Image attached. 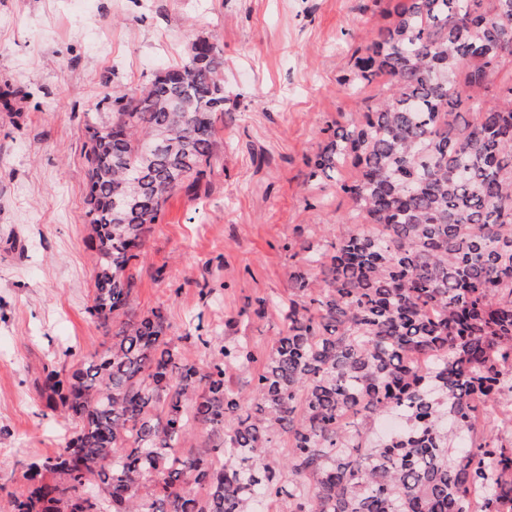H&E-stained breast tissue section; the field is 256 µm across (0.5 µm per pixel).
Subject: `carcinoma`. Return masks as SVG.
<instances>
[{
	"label": "carcinoma",
	"mask_w": 512,
	"mask_h": 512,
	"mask_svg": "<svg viewBox=\"0 0 512 512\" xmlns=\"http://www.w3.org/2000/svg\"><path fill=\"white\" fill-rule=\"evenodd\" d=\"M366 111L324 138L309 182L334 181L351 225L297 258L283 329L245 342L167 337L132 311L135 249L167 199L197 193L224 122V58L192 44L138 89L85 113V218L99 264L91 318L111 345L63 377L46 407L75 422L25 464L0 512H501L512 446L491 406L512 369V0H397L357 50ZM499 82H492L495 75ZM125 317L111 329L117 316ZM208 346L201 369L183 349ZM255 367L233 389V367ZM198 429L203 451L186 448ZM288 452L279 456V448ZM482 489L473 510L474 488Z\"/></svg>",
	"instance_id": "cac0c4a2"
}]
</instances>
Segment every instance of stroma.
Masks as SVG:
<instances>
[{"mask_svg":"<svg viewBox=\"0 0 512 512\" xmlns=\"http://www.w3.org/2000/svg\"><path fill=\"white\" fill-rule=\"evenodd\" d=\"M389 0H0V484L56 455L73 424L37 394L46 366L103 351L87 309L97 254L84 218V115L135 89L207 38L224 56V133L197 195H171L134 261L133 306L163 309L169 336L235 321L266 354L287 297V244L306 225L335 241L350 200L305 181L321 131L365 107L346 80ZM208 297H201L200 288Z\"/></svg>","mask_w":512,"mask_h":512,"instance_id":"stroma-1","label":"stroma"}]
</instances>
